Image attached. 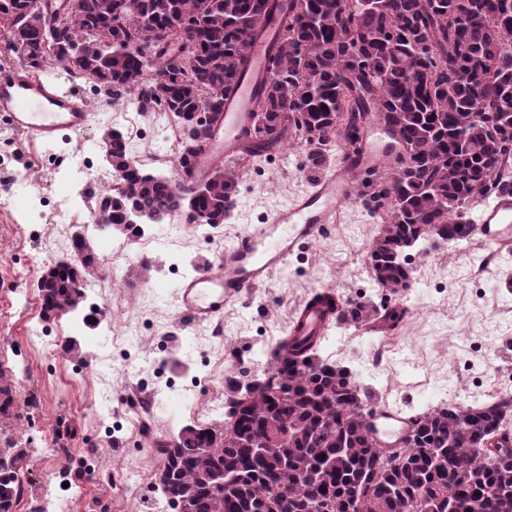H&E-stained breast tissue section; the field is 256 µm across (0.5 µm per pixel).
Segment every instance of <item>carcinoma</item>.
I'll list each match as a JSON object with an SVG mask.
<instances>
[{
	"instance_id": "1",
	"label": "carcinoma",
	"mask_w": 512,
	"mask_h": 512,
	"mask_svg": "<svg viewBox=\"0 0 512 512\" xmlns=\"http://www.w3.org/2000/svg\"><path fill=\"white\" fill-rule=\"evenodd\" d=\"M302 2L297 9L296 2ZM63 23L32 22L42 0H0L21 64L65 83L85 79L143 110L162 107L182 131L176 165L187 166L211 129L189 130L196 112L224 113V101L249 72V47L279 29L247 155L279 150L288 139L307 151L311 174L329 165L330 148L348 172L361 165L360 124H383L403 155L393 176L361 178L358 198L379 212L367 250L383 291L414 288L406 251L422 241L458 240L468 225L455 203L512 194V0H81ZM183 33L150 43L147 26ZM82 50L69 67L68 56ZM243 169L217 168L204 191L166 176L126 169L101 197L102 225L126 222L130 207L164 224L188 211V198L213 224L234 209ZM42 296L68 297L67 280L38 282ZM407 308L364 314L340 301L336 326L349 330L376 316L393 330ZM323 338L295 346L280 361L269 353L263 377L225 380L229 426H187L154 443L155 475L166 502L185 512H512V434L499 429L512 402L475 407L440 404L407 421L395 446L382 445L372 395L349 368L319 355ZM256 438L275 441L266 453ZM17 468L0 478V512L21 499L16 482L29 452L12 441Z\"/></svg>"
}]
</instances>
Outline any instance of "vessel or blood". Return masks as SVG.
<instances>
[{
    "mask_svg": "<svg viewBox=\"0 0 512 512\" xmlns=\"http://www.w3.org/2000/svg\"><path fill=\"white\" fill-rule=\"evenodd\" d=\"M269 48L266 38L252 43V76L228 95L223 123L214 127L204 146L197 149L189 170L180 172L181 186L205 182L219 165L238 162L257 109L255 80L267 73ZM0 114L30 140L46 144L55 142L63 132L77 131L102 119L101 113L88 111L80 94L59 93L21 65L0 75ZM352 196L346 179L332 169L309 190L265 214L259 223L245 225L215 263L177 283L176 300L185 323H223L227 307L245 303L253 291L270 285L304 246L340 223L343 207ZM469 224L474 238L499 251L512 250V195L501 194L482 205ZM334 317V309L327 304L309 298L299 300L284 324L286 340L280 357H287L291 345L324 335ZM372 421L379 437L386 441L400 438L406 426L404 418L382 404L375 405Z\"/></svg>",
    "mask_w": 512,
    "mask_h": 512,
    "instance_id": "b4317fda",
    "label": "vessel or blood"
}]
</instances>
